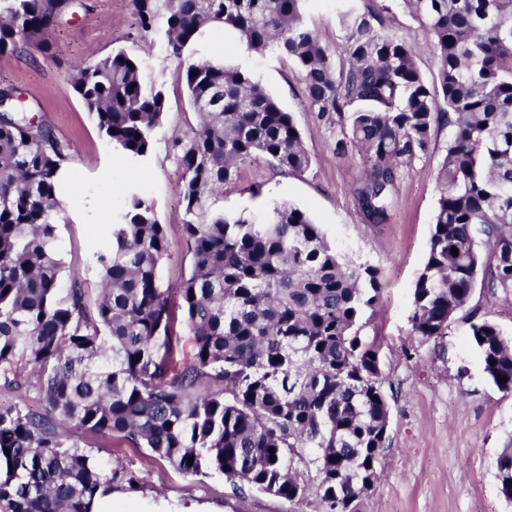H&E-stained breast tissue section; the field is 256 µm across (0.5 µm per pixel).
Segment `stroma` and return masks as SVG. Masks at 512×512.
<instances>
[{"label":"stroma","instance_id":"1","mask_svg":"<svg viewBox=\"0 0 512 512\" xmlns=\"http://www.w3.org/2000/svg\"><path fill=\"white\" fill-rule=\"evenodd\" d=\"M377 5L389 30L411 35L420 73L436 82L437 61L425 29L401 0H377ZM340 7V0H306L304 5L307 25L339 63L344 60ZM45 43L42 50L22 44L0 56V88H13L30 113L70 146L59 186L66 202L59 225L66 274H79L89 298H96L98 274L90 257L108 243L112 217L134 188L153 203L165 228L169 257L160 279L166 286L180 282L190 272L191 259L182 228V170L171 138L190 136L197 115L174 78L178 61L166 51L163 31L140 38L129 0H76L74 11L62 17ZM115 49L137 57L143 77L162 86L166 96L156 142L135 163L118 161L71 82L76 65ZM198 55L247 70L292 113L311 159L301 174L265 163L241 165L236 178L225 184L218 207L258 218L274 204H293L320 225L340 252L379 272V298L365 333L381 345L392 413L380 478L364 496L362 512H512L495 478L498 454L512 446V392L486 377L471 336L473 324L489 320L512 339V300L475 288L441 338L414 335L409 322L414 281L429 248L447 127L435 126L427 149L401 169L387 222L370 224L354 196L364 165L357 154L338 151L339 127L308 111L302 74L293 64L270 52L242 51L218 29ZM78 440L91 447L101 468L139 477L133 490L120 482L112 485L135 512H187L193 503L207 505L210 512L290 510L281 498L233 489L213 470L187 476L146 448L102 444L84 433Z\"/></svg>","mask_w":512,"mask_h":512}]
</instances>
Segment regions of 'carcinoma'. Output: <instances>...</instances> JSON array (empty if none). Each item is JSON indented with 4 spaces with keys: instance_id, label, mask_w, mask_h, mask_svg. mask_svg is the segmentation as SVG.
Listing matches in <instances>:
<instances>
[{
    "instance_id": "1",
    "label": "carcinoma",
    "mask_w": 512,
    "mask_h": 512,
    "mask_svg": "<svg viewBox=\"0 0 512 512\" xmlns=\"http://www.w3.org/2000/svg\"><path fill=\"white\" fill-rule=\"evenodd\" d=\"M304 2L130 0L140 32L164 20L175 79L198 117L192 136L174 140L191 255L174 288L159 276L164 226L136 191L92 255L94 306L77 276L63 284L58 182L69 145L0 91V385L43 403L40 413L0 407V512H92L102 486L139 483L103 472L71 428L148 448L185 475L211 468L295 505L314 495L322 512H360L378 477L391 404L380 344L361 335L378 270L347 259L290 203L260 222L212 208L240 165L303 173L310 158L292 114L246 71L195 58L210 26L298 67L308 111L338 124L367 165L354 193L369 224L387 221L398 169L426 150L434 126L449 128L413 334L447 335L478 282L512 296V0H401L430 36L432 86L411 37L352 0L339 12L347 63L335 67ZM73 6L0 0V55L42 48L44 28ZM72 84L120 159L147 156L166 98L137 59L114 51L77 68ZM185 336L194 354L179 367ZM472 336L484 373L512 391V341L490 321ZM495 469L511 503L512 448Z\"/></svg>"
}]
</instances>
